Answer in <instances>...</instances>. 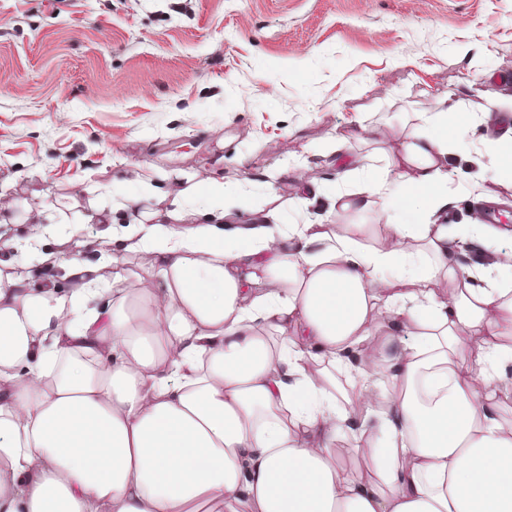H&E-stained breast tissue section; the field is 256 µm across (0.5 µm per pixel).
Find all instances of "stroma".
Listing matches in <instances>:
<instances>
[{
  "label": "stroma",
  "instance_id": "stroma-1",
  "mask_svg": "<svg viewBox=\"0 0 512 512\" xmlns=\"http://www.w3.org/2000/svg\"><path fill=\"white\" fill-rule=\"evenodd\" d=\"M470 43L487 54L460 57ZM491 93L512 98V0H0V189L17 201L0 258L24 274L30 245L111 252L91 210L140 196L143 173L170 196L191 177L241 187L228 222L265 206L268 173L283 204L306 165L332 190L336 132L382 171L407 114L452 102L474 120L460 175L512 205L483 149L512 132Z\"/></svg>",
  "mask_w": 512,
  "mask_h": 512
}]
</instances>
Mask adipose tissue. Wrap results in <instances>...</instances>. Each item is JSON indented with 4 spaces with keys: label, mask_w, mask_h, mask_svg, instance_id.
<instances>
[{
    "label": "adipose tissue",
    "mask_w": 512,
    "mask_h": 512,
    "mask_svg": "<svg viewBox=\"0 0 512 512\" xmlns=\"http://www.w3.org/2000/svg\"><path fill=\"white\" fill-rule=\"evenodd\" d=\"M351 140L326 218L225 222L211 179L223 210L185 228L194 183L125 227L95 209L120 253L41 254L68 290L0 272V512H512V279L490 225L443 222L461 114L381 173Z\"/></svg>",
    "instance_id": "ef3b65f1"
}]
</instances>
